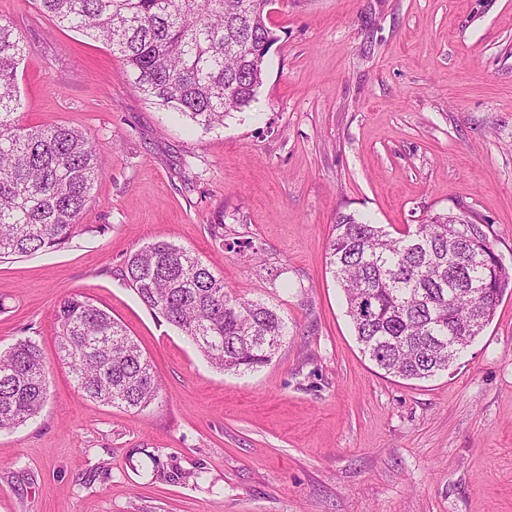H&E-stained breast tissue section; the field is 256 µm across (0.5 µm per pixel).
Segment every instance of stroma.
Here are the masks:
<instances>
[{
  "label": "stroma",
  "instance_id": "35a3bbf8",
  "mask_svg": "<svg viewBox=\"0 0 512 512\" xmlns=\"http://www.w3.org/2000/svg\"><path fill=\"white\" fill-rule=\"evenodd\" d=\"M268 13L256 101L206 131L37 0H0L26 44L20 125L81 129L104 163L89 232L0 258V348L36 339L49 367L40 415L0 432V512H512V292L448 371L409 381L362 355L327 255L340 212L394 231L464 211L512 267V0ZM158 239L285 319L269 365L220 372L142 304L122 273ZM78 293L152 361L146 412L78 396L56 347Z\"/></svg>",
  "mask_w": 512,
  "mask_h": 512
}]
</instances>
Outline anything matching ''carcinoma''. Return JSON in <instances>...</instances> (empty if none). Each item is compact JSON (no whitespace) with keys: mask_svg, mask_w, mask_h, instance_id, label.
Returning a JSON list of instances; mask_svg holds the SVG:
<instances>
[{"mask_svg":"<svg viewBox=\"0 0 512 512\" xmlns=\"http://www.w3.org/2000/svg\"><path fill=\"white\" fill-rule=\"evenodd\" d=\"M59 24L103 41L153 104L210 130L250 107L276 35L269 0H39ZM24 40L0 23V256L60 249L79 223L102 172L94 140L65 125L15 120ZM484 225L437 213L393 237L384 226L339 213L329 265L361 353L389 375L422 380L448 370L471 311L495 314L512 269L488 260ZM124 280L157 317L181 330L207 362L246 373L272 362L288 336L276 311L234 296L200 258L157 240L132 254ZM484 287L476 298L467 292ZM57 344L79 394L136 412L160 385L139 344L105 309L68 296L56 314ZM48 392L39 343L0 351V432L35 418Z\"/></svg>","mask_w":512,"mask_h":512,"instance_id":"carcinoma-1","label":"carcinoma"}]
</instances>
